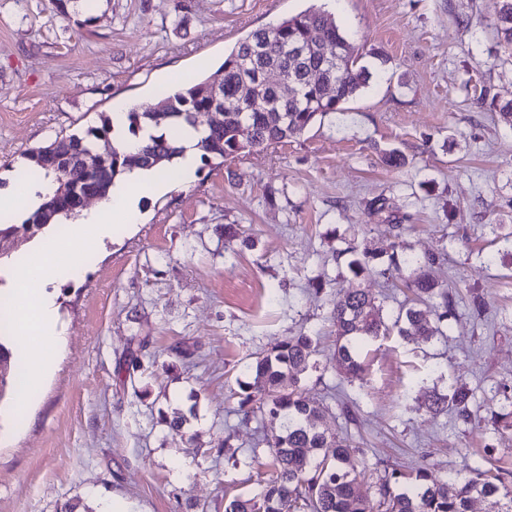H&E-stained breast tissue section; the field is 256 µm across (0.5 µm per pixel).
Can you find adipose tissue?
Wrapping results in <instances>:
<instances>
[{"instance_id":"obj_1","label":"adipose tissue","mask_w":512,"mask_h":512,"mask_svg":"<svg viewBox=\"0 0 512 512\" xmlns=\"http://www.w3.org/2000/svg\"><path fill=\"white\" fill-rule=\"evenodd\" d=\"M206 135L204 127H177L174 144L180 153L164 170L136 167L117 178L109 189L101 208L85 211L72 235L71 251H64L61 237L49 233L37 240L31 251L16 256L0 271L6 286L0 293L8 297L12 330L16 341L11 344L13 355L25 362V387L18 395L27 402L30 393L52 372L56 355L64 336L55 298L49 284L79 274L85 258L95 255L103 240L109 237L115 224L134 218L140 210L142 191L150 187L163 190L169 179L184 182L194 177L200 149ZM52 191L49 181L0 192V213L23 221L38 210Z\"/></svg>"}]
</instances>
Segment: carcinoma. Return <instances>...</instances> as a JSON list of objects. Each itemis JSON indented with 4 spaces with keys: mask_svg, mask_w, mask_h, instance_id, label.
Masks as SVG:
<instances>
[{
    "mask_svg": "<svg viewBox=\"0 0 512 512\" xmlns=\"http://www.w3.org/2000/svg\"><path fill=\"white\" fill-rule=\"evenodd\" d=\"M494 30L498 43L512 57V0H496ZM264 41L268 53L254 58V46ZM299 46L304 57L290 61L288 50ZM361 54L350 43L347 33L335 17L320 8L311 7L290 16L272 28L256 30L238 41L224 56L220 67L222 84L209 92L207 79H185L182 89L157 101L164 106L127 113V133L139 136L145 126L159 130L149 135L142 147L152 159L141 164L171 160L177 149L168 140L178 122L193 127L203 125L198 114L212 108L224 110V122L207 125L208 135L201 141V160L233 158L242 153L260 151L303 134L318 119L344 111V105L366 88L369 70L359 65ZM270 66L282 68L297 84V95L286 104L279 103L280 91L262 80V72ZM251 129V139L239 136V127ZM115 135L109 116L82 132L55 138L50 143L24 154L26 177L30 180L54 175L58 186L65 187L70 198L60 209H40L23 228L35 237L50 221L62 216L74 217L81 207L80 194L87 189L107 197L116 176L128 169L124 153H112L87 173L76 166L60 162L68 155L86 156L94 152L102 140ZM348 255L347 268L359 277L374 268L376 255L360 250L348 242L336 250V256ZM439 255H413L402 244L393 246L388 264L379 271L387 277L406 275L412 298L400 305L396 319L387 324L370 291L349 288L336 294L330 318L336 327V364L351 379L364 372L358 347L353 339L363 341L385 336L397 329L402 336H419L431 341L446 335L448 319L455 316V306L448 288L430 277L429 269ZM6 302L0 301V401L11 388V356L4 345L8 339ZM314 354L311 336L302 334L254 356L249 369L252 381L240 385L241 396L236 413L241 421L259 424L280 423V432L258 433L256 444L265 445L271 456L272 473L261 480V490L251 497L235 496L225 512H470L471 503L481 499L486 512H512V472L499 469H472L473 476L435 480L426 463L409 470L384 469L376 496L357 492L358 480L366 472L364 450L350 444L343 436H333L320 429L322 403L302 396L299 375L312 367ZM475 392L458 386L447 394L432 392L424 400L425 412L438 415L448 410L468 421L474 414ZM324 448L331 454H320Z\"/></svg>",
    "mask_w": 512,
    "mask_h": 512,
    "instance_id": "cac0c4a2",
    "label": "carcinoma"
}]
</instances>
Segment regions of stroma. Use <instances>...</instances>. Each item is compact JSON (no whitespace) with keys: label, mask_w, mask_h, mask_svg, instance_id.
<instances>
[{"label":"stroma","mask_w":512,"mask_h":512,"mask_svg":"<svg viewBox=\"0 0 512 512\" xmlns=\"http://www.w3.org/2000/svg\"><path fill=\"white\" fill-rule=\"evenodd\" d=\"M313 5L362 53L367 88L300 137L146 195L82 275L52 284L65 340L31 409L0 418V512L76 499L90 512L114 499L130 512H224L256 494L270 458L232 413L239 385L255 353L303 333L316 367L301 385L327 403L321 428L368 450L361 493H375L381 459L426 461L439 479L512 470V429L484 421L512 385V126L498 109L512 100V60L494 0H98L88 24L50 0H0V188L25 152L98 124L115 99L149 106L169 80L214 73L250 32ZM392 148L405 167L385 166ZM398 238L442 251L431 274L456 315L444 337L367 345L363 380L347 381L336 292L370 290L388 323L405 295L378 273L353 276L335 252L348 240L384 265ZM457 385L476 394L472 421L424 411L429 392ZM177 412L182 438L160 422Z\"/></svg>","instance_id":"stroma-1"}]
</instances>
